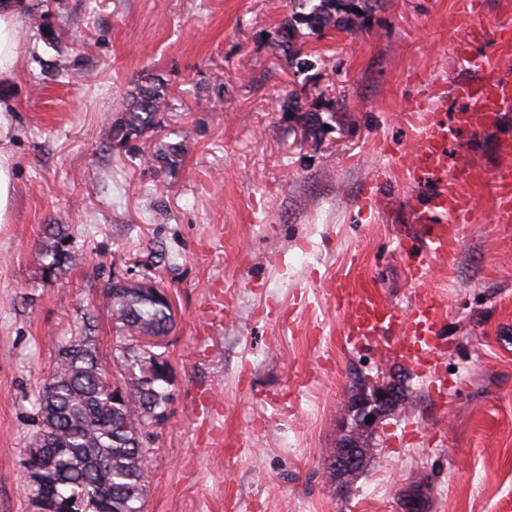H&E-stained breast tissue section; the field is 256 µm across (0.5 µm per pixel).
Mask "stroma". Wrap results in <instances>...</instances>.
Masks as SVG:
<instances>
[{
  "label": "stroma",
  "mask_w": 512,
  "mask_h": 512,
  "mask_svg": "<svg viewBox=\"0 0 512 512\" xmlns=\"http://www.w3.org/2000/svg\"><path fill=\"white\" fill-rule=\"evenodd\" d=\"M458 2L374 0L358 30L299 26L298 44L322 59L304 74L274 47L288 0H67L63 15L42 0L51 41L23 19L17 76L0 86L15 107L0 144L14 176L0 224V512H29L32 402L83 313L117 370L103 295L115 275L159 282L176 306L143 512H406L416 481L427 512H512V224L489 219L512 109L447 145L476 213L465 238L447 233L453 272L429 282L443 304L444 395L385 341L346 343L348 314L325 294L362 277L401 308L414 300L396 249L405 213L359 198L382 167L390 195L424 204L404 177L414 137L397 113L421 81L480 77L454 54L471 24L512 22V0L466 13ZM147 73L167 83L172 110L115 146L112 115ZM309 110L328 123L313 136ZM180 131L189 146L171 176L150 158ZM53 224L85 260L46 279L38 244ZM397 376L406 408L378 425L343 492L325 458L351 390Z\"/></svg>",
  "instance_id": "1"
}]
</instances>
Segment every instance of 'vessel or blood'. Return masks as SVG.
Wrapping results in <instances>:
<instances>
[{
	"label": "vessel or blood",
	"mask_w": 512,
	"mask_h": 512,
	"mask_svg": "<svg viewBox=\"0 0 512 512\" xmlns=\"http://www.w3.org/2000/svg\"><path fill=\"white\" fill-rule=\"evenodd\" d=\"M486 40L490 41L493 54L483 62L484 73L478 80L438 83L435 93L412 98L400 114L406 127L419 131L406 166L407 176L414 184L433 186L425 208L415 213L416 223L427 227L424 247L417 252L410 250L408 227H400L396 236L398 250L409 260L410 282L417 289L411 308L404 310L382 300L377 290L363 279L357 281L355 292L343 301L350 312L349 341L381 336L397 329L393 346L404 350L426 373L433 369L444 319L438 302L423 286L434 263L448 256L443 224L450 222L462 228L470 224L474 214L472 202L457 190L458 173L445 170L448 138L457 126L479 130L494 124L505 109L512 107V78L502 73L503 67L512 64L511 24L497 26L489 33L481 26H471L466 37L455 45V54L459 60L473 62V46ZM451 97L464 101L465 107L450 124L442 119L441 113ZM495 180L499 194L491 210V220L496 224H511L512 166H499Z\"/></svg>",
	"instance_id": "vessel-or-blood-1"
}]
</instances>
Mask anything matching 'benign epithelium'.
Returning <instances> with one entry per match:
<instances>
[{
	"mask_svg": "<svg viewBox=\"0 0 512 512\" xmlns=\"http://www.w3.org/2000/svg\"><path fill=\"white\" fill-rule=\"evenodd\" d=\"M399 408L397 389L376 383L351 399L347 418L344 422L345 438L336 451V471L347 475L357 471L358 451L362 442L372 436L379 422L395 413ZM374 417L367 422V417Z\"/></svg>",
	"mask_w": 512,
	"mask_h": 512,
	"instance_id": "benign-epithelium-1",
	"label": "benign epithelium"
}]
</instances>
